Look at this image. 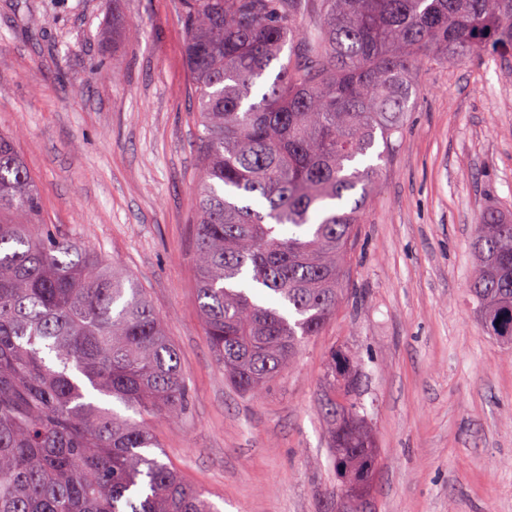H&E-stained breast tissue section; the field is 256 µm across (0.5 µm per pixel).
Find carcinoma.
I'll return each instance as SVG.
<instances>
[{
  "mask_svg": "<svg viewBox=\"0 0 512 512\" xmlns=\"http://www.w3.org/2000/svg\"><path fill=\"white\" fill-rule=\"evenodd\" d=\"M194 90L197 297L224 374L257 395L325 328L357 224L423 73L512 58V0H178ZM473 314L512 345V212L472 243ZM331 353L322 414L333 464L377 455ZM180 351L144 291L49 230L16 139L0 134V512H218L155 449L181 418Z\"/></svg>",
  "mask_w": 512,
  "mask_h": 512,
  "instance_id": "cac0c4a2",
  "label": "carcinoma"
}]
</instances>
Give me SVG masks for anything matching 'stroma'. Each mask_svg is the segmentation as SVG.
Listing matches in <instances>:
<instances>
[{
	"mask_svg": "<svg viewBox=\"0 0 512 512\" xmlns=\"http://www.w3.org/2000/svg\"><path fill=\"white\" fill-rule=\"evenodd\" d=\"M0 132L16 135L51 228L137 278L161 316L190 410L152 430L219 512H339L321 403L341 347L362 363L377 448L363 512H512V346L482 333L468 294L480 212L512 209V62L426 71L344 299L253 397L226 381L199 316L177 0H0Z\"/></svg>",
	"mask_w": 512,
	"mask_h": 512,
	"instance_id": "stroma-1",
	"label": "stroma"
}]
</instances>
